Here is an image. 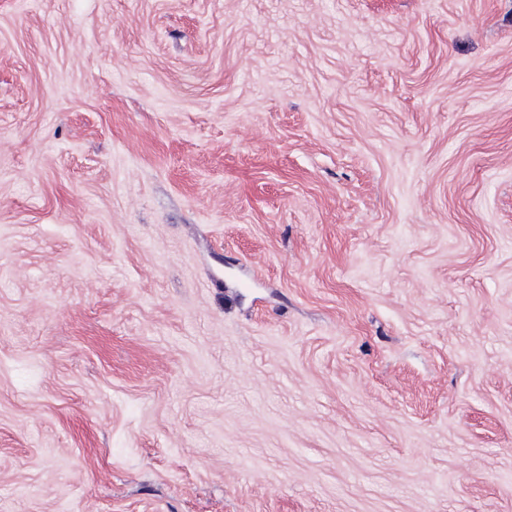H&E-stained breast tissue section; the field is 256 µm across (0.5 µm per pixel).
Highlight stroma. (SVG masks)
<instances>
[{
  "mask_svg": "<svg viewBox=\"0 0 512 512\" xmlns=\"http://www.w3.org/2000/svg\"><path fill=\"white\" fill-rule=\"evenodd\" d=\"M0 512H512V0H0Z\"/></svg>",
  "mask_w": 512,
  "mask_h": 512,
  "instance_id": "1",
  "label": "stroma"
}]
</instances>
